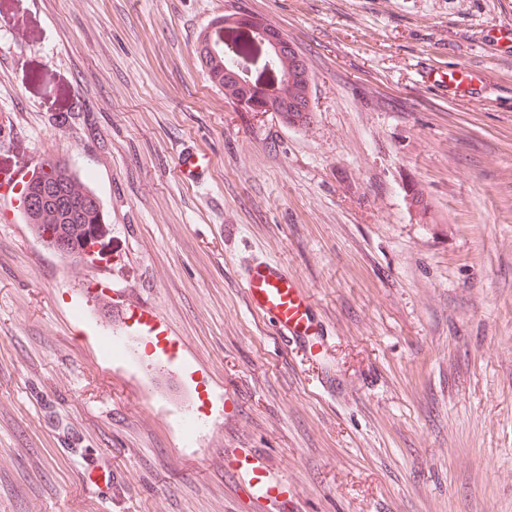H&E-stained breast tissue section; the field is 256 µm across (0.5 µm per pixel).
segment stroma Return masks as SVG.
<instances>
[{"label": "stroma", "instance_id": "obj_1", "mask_svg": "<svg viewBox=\"0 0 512 512\" xmlns=\"http://www.w3.org/2000/svg\"><path fill=\"white\" fill-rule=\"evenodd\" d=\"M235 13L302 54L306 124L201 69ZM457 68L477 100L427 78ZM53 156L102 255L0 196V512H512V0H0V175ZM248 255L311 297L323 361L250 308ZM208 160L195 152H187L178 158L180 174L189 180H195L204 172ZM238 463L239 474L251 476L249 482H252L250 483L252 488H256L257 498L269 499L284 486V483L280 480L270 478L269 475L258 474L260 471L268 472V469L255 457L251 456L249 458V456H245L239 459Z\"/></svg>", "mask_w": 512, "mask_h": 512}]
</instances>
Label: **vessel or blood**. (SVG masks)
<instances>
[{"mask_svg":"<svg viewBox=\"0 0 512 512\" xmlns=\"http://www.w3.org/2000/svg\"><path fill=\"white\" fill-rule=\"evenodd\" d=\"M434 82L441 87L452 88L454 94L460 97L471 98L475 95L473 76L466 70L435 74ZM207 165V159L195 152L185 153L178 159L181 175L189 180L199 178ZM243 283L252 306L274 323L278 334L295 348L308 353L323 342L324 332L309 302L280 265L264 260L248 261ZM263 469L262 462L256 458L244 457L239 461V474L249 476L259 498L268 499L282 488L283 483L264 475Z\"/></svg>","mask_w":512,"mask_h":512,"instance_id":"obj_1","label":"vessel or blood"}]
</instances>
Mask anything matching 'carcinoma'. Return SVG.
<instances>
[{
  "mask_svg": "<svg viewBox=\"0 0 512 512\" xmlns=\"http://www.w3.org/2000/svg\"><path fill=\"white\" fill-rule=\"evenodd\" d=\"M241 26L251 31L266 32L265 42L278 45L273 58L278 82L267 83V90L256 89V82L247 80L243 72L234 78L221 75L224 66V19H214V33L204 34L197 46L200 65L208 79L224 89V97L246 105H258L264 111L279 113L287 122L305 124L312 111L308 88L309 74L302 55L288 42L278 39L280 33L249 17H240ZM22 213L32 233L54 250L57 240L66 241L60 255L76 261L81 256L88 263V244L100 237L104 212L100 200L64 158H48L26 182L21 192Z\"/></svg>",
  "mask_w": 512,
  "mask_h": 512,
  "instance_id": "obj_1",
  "label": "carcinoma"
}]
</instances>
